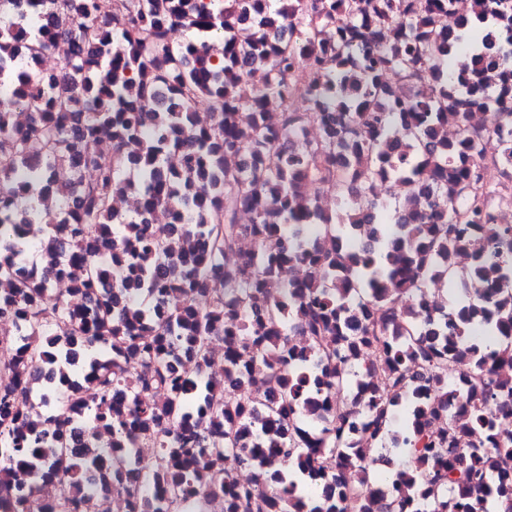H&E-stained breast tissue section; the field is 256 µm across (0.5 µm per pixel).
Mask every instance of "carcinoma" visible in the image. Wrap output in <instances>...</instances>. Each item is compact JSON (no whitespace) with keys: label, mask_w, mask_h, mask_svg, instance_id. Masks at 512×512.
Segmentation results:
<instances>
[{"label":"carcinoma","mask_w":512,"mask_h":512,"mask_svg":"<svg viewBox=\"0 0 512 512\" xmlns=\"http://www.w3.org/2000/svg\"><path fill=\"white\" fill-rule=\"evenodd\" d=\"M0 0V319L18 324L11 379L0 387V512H30L12 488L18 470L57 497L40 512H95L98 490L126 486L130 512H194L210 486L224 512H512V437L467 458L461 449L512 418V225L495 223L491 195L474 193L487 162L483 133L441 136L465 111L489 112L495 163L512 178V0H474L448 31L455 0ZM194 38L173 48L171 32ZM224 38L215 59L206 42ZM73 46L68 78L28 74L56 40ZM268 78L251 93L242 76ZM308 97L321 135L299 136L298 112L265 122L272 100ZM205 102L211 123L194 106ZM30 113L11 129L14 109ZM112 132L105 156L82 142ZM255 162L234 163L242 140ZM183 153L181 168L167 153ZM436 171L422 183L424 167ZM60 167L76 175L53 184ZM410 187L390 207L374 187ZM131 188L140 211L114 210ZM333 190L338 212L317 199ZM58 211L60 218L49 216ZM253 214L250 224L239 212ZM44 225L31 239L26 228ZM258 254L224 269L237 239ZM460 253L473 259L457 271ZM303 265L300 284L279 269ZM71 295L48 301L64 266ZM441 270L455 293L422 302ZM224 297L204 308L210 278ZM473 278L485 281L471 292ZM292 332L308 348L289 344ZM227 368L212 369V340ZM271 390L246 393L253 361ZM472 374L465 420L448 399L456 365ZM55 409L49 426L30 402ZM162 392L145 401L141 393ZM337 391L312 421L309 405ZM390 465L364 486L350 430ZM147 462L125 463L138 443ZM261 458L239 484L198 468L205 452ZM429 468L419 467L424 459Z\"/></svg>","instance_id":"carcinoma-1"}]
</instances>
